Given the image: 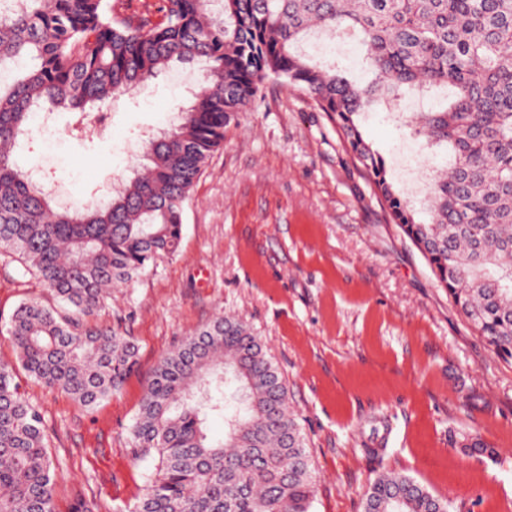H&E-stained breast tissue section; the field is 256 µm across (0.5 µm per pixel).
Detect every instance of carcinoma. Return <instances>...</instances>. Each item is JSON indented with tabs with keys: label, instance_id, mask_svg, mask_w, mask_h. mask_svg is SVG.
<instances>
[{
	"label": "carcinoma",
	"instance_id": "cac0c4a2",
	"mask_svg": "<svg viewBox=\"0 0 512 512\" xmlns=\"http://www.w3.org/2000/svg\"><path fill=\"white\" fill-rule=\"evenodd\" d=\"M164 0L165 21L124 16L112 0H0V256L17 258L50 299L8 320L15 362L0 363V512H54L57 469L44 417L16 370L84 407L116 394L137 363L133 336L90 325L114 288L174 255L190 191L210 154L268 78H282L336 122L402 232L500 357L512 359V0ZM357 33L368 78L302 49L315 32ZM201 61L191 104L145 141L144 173L103 203L61 205L14 159L49 104L88 133L126 87L174 62ZM411 131L445 146L427 173L421 222L359 129L375 106L438 88ZM224 417V437L207 434ZM136 458L157 456L134 512H312L315 480L283 378L242 322L224 316L160 359L130 429ZM402 474L379 476L364 512H449Z\"/></svg>",
	"mask_w": 512,
	"mask_h": 512
}]
</instances>
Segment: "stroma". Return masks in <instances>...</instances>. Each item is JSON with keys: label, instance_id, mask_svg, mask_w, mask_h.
Here are the masks:
<instances>
[{"label": "stroma", "instance_id": "1", "mask_svg": "<svg viewBox=\"0 0 512 512\" xmlns=\"http://www.w3.org/2000/svg\"><path fill=\"white\" fill-rule=\"evenodd\" d=\"M307 50L363 72L350 37ZM201 74L177 63L118 95L105 138H73L70 112L56 111L17 161L66 197L107 200L143 170L144 140L175 121ZM361 126L401 191L409 172L446 155L383 108L362 114ZM45 294L18 263L0 260V360L14 359L6 317ZM220 315L245 322L286 380L311 453L314 512H363L383 472L412 477L452 512H512V360L455 307L327 114L274 78L225 128L185 206L176 254L114 289L99 311L101 326L138 342L120 392L88 409L19 375L44 415L56 512L82 500L133 512L152 470L131 450L146 381L163 354Z\"/></svg>", "mask_w": 512, "mask_h": 512}]
</instances>
